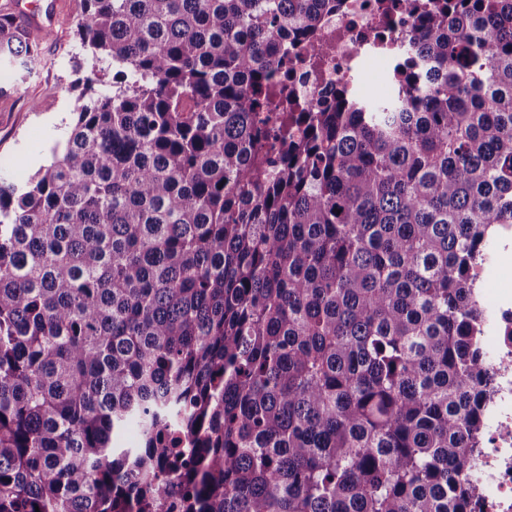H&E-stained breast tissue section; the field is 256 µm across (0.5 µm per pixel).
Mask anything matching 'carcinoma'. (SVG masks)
<instances>
[{"label":"carcinoma","instance_id":"obj_1","mask_svg":"<svg viewBox=\"0 0 512 512\" xmlns=\"http://www.w3.org/2000/svg\"><path fill=\"white\" fill-rule=\"evenodd\" d=\"M81 2L112 93L0 180V512H476L512 0H436L386 97L297 113L273 67L343 0Z\"/></svg>","mask_w":512,"mask_h":512}]
</instances>
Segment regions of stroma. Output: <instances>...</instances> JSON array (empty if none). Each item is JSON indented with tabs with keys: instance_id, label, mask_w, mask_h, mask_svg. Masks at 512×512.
<instances>
[{
	"instance_id": "1",
	"label": "stroma",
	"mask_w": 512,
	"mask_h": 512,
	"mask_svg": "<svg viewBox=\"0 0 512 512\" xmlns=\"http://www.w3.org/2000/svg\"><path fill=\"white\" fill-rule=\"evenodd\" d=\"M53 36L41 43L34 70L16 75V90L0 95V178L22 181L46 164L76 103L72 83L91 77L97 92L112 90L106 64L93 63L74 34L81 0H55Z\"/></svg>"
}]
</instances>
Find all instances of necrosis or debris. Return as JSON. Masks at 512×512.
I'll use <instances>...</instances> for the list:
<instances>
[{"label": "necrosis or debris", "instance_id": "obj_1", "mask_svg": "<svg viewBox=\"0 0 512 512\" xmlns=\"http://www.w3.org/2000/svg\"><path fill=\"white\" fill-rule=\"evenodd\" d=\"M384 2L344 0L320 33L319 58L293 62L300 98L318 106L337 85H354L370 66L408 50V38L419 27L418 15L393 11ZM486 302L495 313L496 379L487 414L492 443L478 462L477 512H512V285L495 289Z\"/></svg>", "mask_w": 512, "mask_h": 512}]
</instances>
